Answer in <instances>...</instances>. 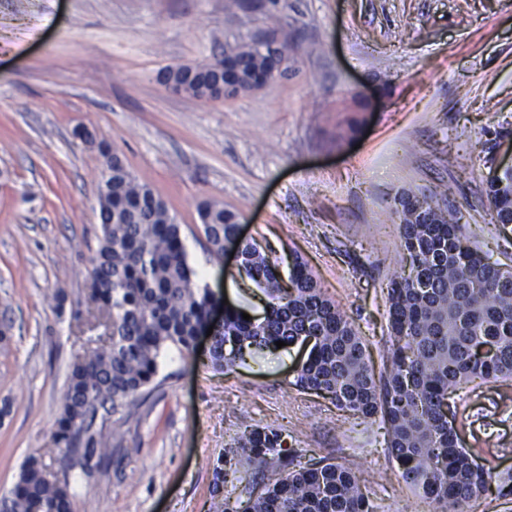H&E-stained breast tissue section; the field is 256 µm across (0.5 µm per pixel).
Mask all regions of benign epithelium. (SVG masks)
<instances>
[{"label":"benign epithelium","mask_w":512,"mask_h":512,"mask_svg":"<svg viewBox=\"0 0 512 512\" xmlns=\"http://www.w3.org/2000/svg\"><path fill=\"white\" fill-rule=\"evenodd\" d=\"M259 52L258 62L252 64L235 58V52L224 54V63L211 61L192 65L185 72L187 80L200 85V99L211 100L249 95L266 86L276 76L288 69V53L275 38H258L249 41ZM180 67H172L160 75L162 83L176 93L184 92V84L176 77Z\"/></svg>","instance_id":"obj_1"}]
</instances>
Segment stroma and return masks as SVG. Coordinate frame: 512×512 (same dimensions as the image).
<instances>
[{
	"mask_svg": "<svg viewBox=\"0 0 512 512\" xmlns=\"http://www.w3.org/2000/svg\"><path fill=\"white\" fill-rule=\"evenodd\" d=\"M268 34L291 63L259 91L205 101L160 81ZM104 144L166 202L200 285L264 315L233 250L208 248L198 211L218 203L282 274L300 256L380 364L397 194L443 191L471 245L512 265V224L488 196L512 162V0H0V498L28 458L66 464L53 433L91 335ZM209 347L203 336L194 352L168 348L107 418L111 455L70 472L74 512H210L214 464L266 425L301 464L349 466L383 512H432L382 422L295 388L309 345L225 371ZM450 405L475 460L512 472V381L464 384Z\"/></svg>",
	"mask_w": 512,
	"mask_h": 512,
	"instance_id": "stroma-1",
	"label": "stroma"
}]
</instances>
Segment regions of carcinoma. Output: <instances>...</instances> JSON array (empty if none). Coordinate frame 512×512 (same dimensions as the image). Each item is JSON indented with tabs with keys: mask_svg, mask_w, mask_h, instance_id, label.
Masks as SVG:
<instances>
[{
	"mask_svg": "<svg viewBox=\"0 0 512 512\" xmlns=\"http://www.w3.org/2000/svg\"><path fill=\"white\" fill-rule=\"evenodd\" d=\"M103 157L99 245L88 290L108 328L100 345L69 368L55 432L67 458L80 448L99 466L111 454L95 428L99 411H117L149 384L164 347L189 352L197 334L211 327L209 360L217 370L277 341L312 340L293 385L364 419L380 418L402 479L437 504L436 512H465L494 482L499 496H512V474L476 466L448 421V394L461 385L512 380V266L465 244L436 194L404 192L392 211L409 267H400L388 288L391 346L377 373L357 328L307 263L294 258L285 281L278 260L250 241L239 244V270L267 296L265 314L245 320L227 307L224 321L211 326L214 295L199 285L166 203L112 151ZM488 195L497 222L512 224V175L490 181ZM200 219L211 251L222 254L236 238V215L207 204ZM285 444L271 427L244 434L241 454L214 465V488L230 487L214 512H376L345 464L295 468ZM0 512H73L67 471L28 459Z\"/></svg>",
	"mask_w": 512,
	"mask_h": 512,
	"instance_id": "carcinoma-1",
	"label": "carcinoma"
}]
</instances>
